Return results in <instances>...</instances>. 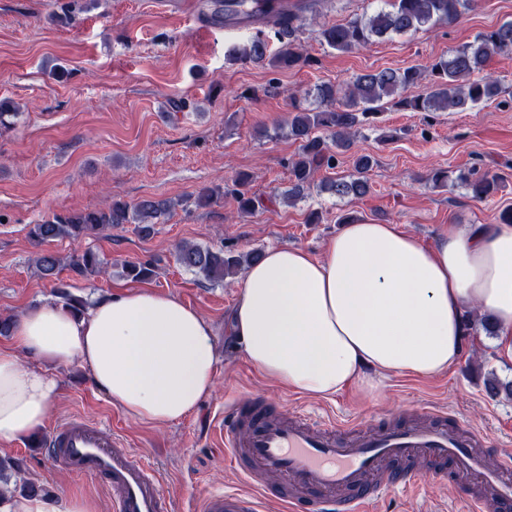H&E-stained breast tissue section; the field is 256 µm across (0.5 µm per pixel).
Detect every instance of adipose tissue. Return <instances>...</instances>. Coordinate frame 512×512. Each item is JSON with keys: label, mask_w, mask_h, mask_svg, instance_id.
I'll return each mask as SVG.
<instances>
[{"label": "adipose tissue", "mask_w": 512, "mask_h": 512, "mask_svg": "<svg viewBox=\"0 0 512 512\" xmlns=\"http://www.w3.org/2000/svg\"><path fill=\"white\" fill-rule=\"evenodd\" d=\"M487 314L512 356V224H452L431 246L394 224L355 222L315 257L267 249L246 267L231 315L244 357L275 384L323 398L375 376L429 377L453 366L463 315ZM0 350V446L43 427L57 372L77 365L130 417L180 422L215 387L209 321L147 290L91 299L76 317L51 302L16 321ZM0 512H98L96 501L0 495Z\"/></svg>", "instance_id": "adipose-tissue-1"}]
</instances>
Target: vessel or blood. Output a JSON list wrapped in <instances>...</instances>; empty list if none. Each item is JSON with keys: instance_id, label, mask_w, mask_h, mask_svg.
I'll return each mask as SVG.
<instances>
[{"instance_id": "1", "label": "vessel or blood", "mask_w": 512, "mask_h": 512, "mask_svg": "<svg viewBox=\"0 0 512 512\" xmlns=\"http://www.w3.org/2000/svg\"><path fill=\"white\" fill-rule=\"evenodd\" d=\"M215 424L225 464L252 490L209 493L200 512H263L270 499L282 512H375L388 493L416 490L426 462L434 479L457 483L466 512H512V452L500 450L497 467H489L485 432L443 409L350 441L338 438L340 423L271 413L258 398L236 399ZM52 446L62 467L103 482L112 512H172L156 470L119 433L73 416L57 425Z\"/></svg>"}]
</instances>
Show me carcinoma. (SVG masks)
I'll return each mask as SVG.
<instances>
[{
  "instance_id": "1",
  "label": "carcinoma",
  "mask_w": 512,
  "mask_h": 512,
  "mask_svg": "<svg viewBox=\"0 0 512 512\" xmlns=\"http://www.w3.org/2000/svg\"><path fill=\"white\" fill-rule=\"evenodd\" d=\"M253 0H219L209 21L215 25L250 17ZM383 6L371 15H361L345 23L320 25V41L328 47L349 52L392 35L416 32L438 24H451L469 9L472 0H382ZM265 25L273 29L279 47L273 51L270 37L258 30L242 44L232 47L231 58L242 64L294 70L310 64L311 57L301 43L298 33L304 19L299 13H278L266 16ZM512 57V21L482 32L471 42L464 43L448 55L433 60L422 71L418 67L385 68L359 73L345 86L323 83L315 87L313 96L318 101L314 108L294 107L288 121L276 127V134L299 143L298 157L289 162L290 183L282 197L296 201L310 190L315 175L321 170L336 167V155L351 148L359 117H367L381 107L383 100L397 108L411 112H464L495 99L501 92L500 82L487 73L492 58ZM19 115L11 103L0 101V131H7ZM373 162L363 155L355 162L357 176L348 180L328 178L320 184V191L340 198H359L369 192L365 173ZM456 181L463 184L471 197L483 200L501 186L500 176L490 171L460 173ZM252 177L246 172L237 174L230 193L242 214L250 215L263 205L251 192ZM183 201L176 199L144 198L134 204L114 199L105 207L81 213L56 214L30 230L32 238L40 243L58 239L79 242L87 235L120 224H135L144 237L154 232V226ZM257 250L243 254H226L190 243L176 248L177 262L212 283H222L235 276L241 268L260 258ZM36 266L44 278L59 274L63 267L79 275L99 274L104 262L95 253L85 250L72 254L68 260L51 253L37 257ZM123 275L141 281L155 275L150 260L130 261L123 267ZM489 396L502 393L512 396V382H503L490 374L484 381Z\"/></svg>"
}]
</instances>
